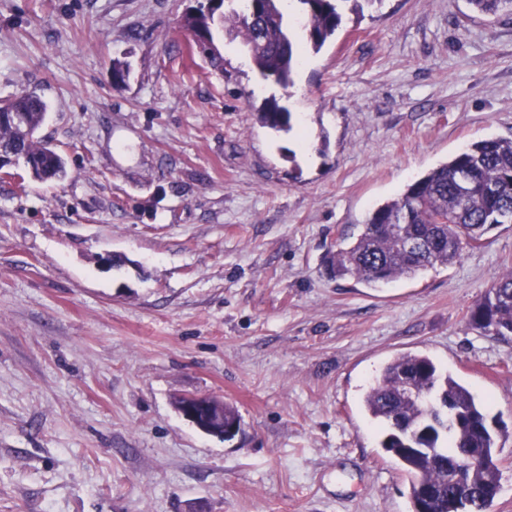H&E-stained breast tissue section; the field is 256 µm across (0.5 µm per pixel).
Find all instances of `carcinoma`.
<instances>
[{
	"label": "carcinoma",
	"instance_id": "cac0c4a2",
	"mask_svg": "<svg viewBox=\"0 0 512 512\" xmlns=\"http://www.w3.org/2000/svg\"><path fill=\"white\" fill-rule=\"evenodd\" d=\"M375 0H297L307 43L296 40L286 0H240L224 14V25L241 36L252 64L265 78L284 87L293 84L294 67L305 47L318 52L336 35L342 9L362 11ZM473 12L497 16L512 0H467ZM219 6L183 17L194 36L210 35ZM28 113L29 130L21 137L0 122V146L19 151L32 177L46 181L67 176L64 158L36 137L47 105L34 91L0 102V113ZM272 129H291L290 112L273 102L257 113ZM512 223V140H480L448 162L409 184L398 197L376 207L358 235L339 243L329 258L336 278L351 276L366 284L416 276L446 267L461 253L478 247L485 230ZM421 241L408 250L405 241ZM468 324L496 336L512 335V270L499 274L484 298L468 313ZM362 403L381 430V448L408 479L411 512H488L500 490L498 448L505 427L491 430L487 406L465 385L444 373L427 355L407 353L390 360L366 388ZM477 459L459 469L462 485L448 475L472 454Z\"/></svg>",
	"mask_w": 512,
	"mask_h": 512
}]
</instances>
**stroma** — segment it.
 Segmentation results:
<instances>
[{"label":"stroma","instance_id":"stroma-1","mask_svg":"<svg viewBox=\"0 0 512 512\" xmlns=\"http://www.w3.org/2000/svg\"><path fill=\"white\" fill-rule=\"evenodd\" d=\"M192 7L0 0V100L37 88L69 168L0 171V512H409L362 394L422 353L512 435V337L467 322L512 224L374 288L326 261L466 145L512 140V11L374 0L285 88L220 21L212 68ZM272 100L305 134L256 122ZM190 393L242 435L184 420ZM180 398L183 401L176 408L177 412L201 432L224 441L232 440L240 432L241 426L236 422L229 430L224 427V420L242 423L239 410L233 404L224 402L222 408L216 403L218 397L211 395L187 394Z\"/></svg>","mask_w":512,"mask_h":512}]
</instances>
